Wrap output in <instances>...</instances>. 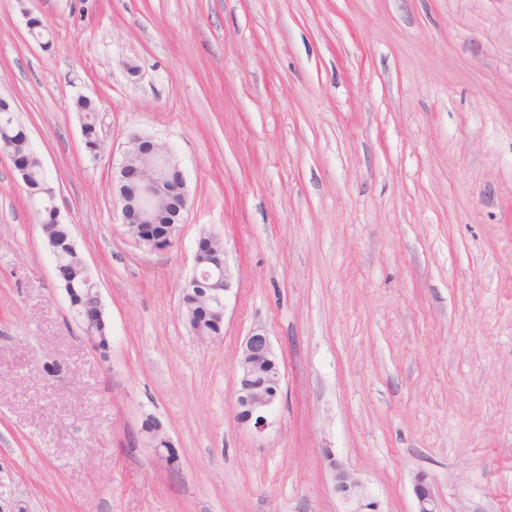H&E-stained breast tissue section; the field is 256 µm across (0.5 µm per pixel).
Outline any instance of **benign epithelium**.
<instances>
[{"label": "benign epithelium", "mask_w": 512, "mask_h": 512, "mask_svg": "<svg viewBox=\"0 0 512 512\" xmlns=\"http://www.w3.org/2000/svg\"><path fill=\"white\" fill-rule=\"evenodd\" d=\"M144 142L146 139L143 137H132L129 141L130 148L125 150L120 165L127 178L135 184L132 208L139 212L146 224L155 213L156 206L171 195H179L181 204L176 207L172 223L182 224L188 205L186 186L172 189L153 170L140 169L132 164V149H137L140 154L144 153L147 149ZM211 243L213 239L204 234L198 239L195 271L183 284V292L198 289L193 303L203 302L206 305V315L219 326L224 322L226 294L231 289V274L226 266L224 250L210 251ZM70 308L77 310L76 320L85 338L91 344L99 345L102 337L94 334L97 324L104 320L99 290H94L87 302L72 304ZM280 389V363L270 336L265 329L255 328L245 338L239 359L235 400L238 420L253 427L258 433L263 432L269 426V416L278 400ZM141 432L160 461L167 464L176 462V450L163 433L159 421L146 419ZM332 469L336 490L346 501L354 504L351 512H372L375 505L369 501L360 481L337 463L332 464ZM413 494L417 502V512H438L436 498L425 474L419 473L415 476Z\"/></svg>", "instance_id": "7a95c632"}]
</instances>
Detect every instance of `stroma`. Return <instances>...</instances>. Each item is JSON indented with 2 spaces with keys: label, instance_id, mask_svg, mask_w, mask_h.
Returning a JSON list of instances; mask_svg holds the SVG:
<instances>
[{
  "label": "stroma",
  "instance_id": "1",
  "mask_svg": "<svg viewBox=\"0 0 512 512\" xmlns=\"http://www.w3.org/2000/svg\"><path fill=\"white\" fill-rule=\"evenodd\" d=\"M0 98L109 337L84 340L0 154V512H350L333 460L376 512H416L419 473L438 512H512V0H0ZM135 135L186 180L166 251L112 194ZM205 232L233 289L203 342L182 286ZM259 326L282 372L261 434L235 411ZM78 112L84 115V135L88 140L87 144L95 146L99 143L96 132L98 131V118L94 112V105H91L84 98H78L75 103ZM141 432L147 444L153 447L155 455L160 461L166 464H174L176 462V450L163 433V428L159 421L154 418H147L143 423Z\"/></svg>",
  "mask_w": 512,
  "mask_h": 512
}]
</instances>
